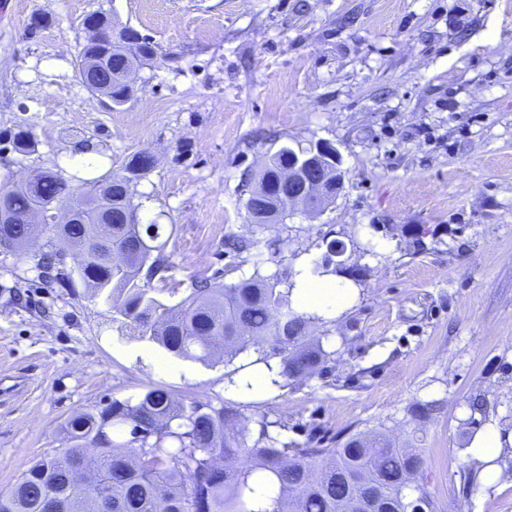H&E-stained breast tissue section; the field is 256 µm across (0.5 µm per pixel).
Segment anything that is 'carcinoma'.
Here are the masks:
<instances>
[{
	"instance_id": "carcinoma-1",
	"label": "carcinoma",
	"mask_w": 512,
	"mask_h": 512,
	"mask_svg": "<svg viewBox=\"0 0 512 512\" xmlns=\"http://www.w3.org/2000/svg\"><path fill=\"white\" fill-rule=\"evenodd\" d=\"M157 57V46L132 32L131 46L112 51V107L132 96L123 80L126 71ZM12 149L34 151L29 130L18 125L9 135ZM291 151L278 150L274 167L254 179L262 192L253 198V217L271 203L283 185L276 169L288 163ZM153 166L138 151L128 157L123 172L98 178H66L47 172L37 195L23 185L10 189L15 218L39 206H63L75 192L82 197L76 223L64 225L69 245L77 247L96 235L103 199L97 184L112 179V248L127 254L124 265H111L101 251L83 261L81 276L93 296L112 310L113 320L139 329L141 338L158 344L177 358L209 364L222 358L230 365L251 349L252 364L271 366L278 360L273 384L301 381L324 367L328 354L312 325L320 317L292 306L294 272L278 268L265 274L254 264L253 274L235 284L213 276H198L189 294L174 304L159 298L176 289L150 285L167 269L160 227L127 224L132 183ZM0 234L25 245L24 224H0ZM260 240L231 233L224 248L235 256L250 254ZM146 279H141V272ZM110 419L109 440L102 448L97 471L86 481L73 480L70 461L100 440L104 419ZM260 433L248 444L245 417L234 404L215 408L189 405L160 385H148L135 397L114 399L95 413H75L66 423L70 445L62 453L31 462L16 484L0 491V512H47L51 501L58 512H93L98 502L112 512H404L417 497L432 502L418 449L400 445L380 432L350 435L336 448H298Z\"/></svg>"
}]
</instances>
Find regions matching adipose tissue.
<instances>
[{
    "label": "adipose tissue",
    "mask_w": 512,
    "mask_h": 512,
    "mask_svg": "<svg viewBox=\"0 0 512 512\" xmlns=\"http://www.w3.org/2000/svg\"><path fill=\"white\" fill-rule=\"evenodd\" d=\"M312 262L302 259L297 265L293 301L300 311L325 318L338 316L353 301L350 284L327 275L317 276L311 272Z\"/></svg>",
    "instance_id": "ef3b65f1"
}]
</instances>
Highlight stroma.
<instances>
[{
	"label": "stroma",
	"mask_w": 512,
	"mask_h": 512,
	"mask_svg": "<svg viewBox=\"0 0 512 512\" xmlns=\"http://www.w3.org/2000/svg\"><path fill=\"white\" fill-rule=\"evenodd\" d=\"M105 14L158 48L132 98L105 108L76 77L82 18ZM46 14L37 33L28 25ZM0 183L51 168L88 138L97 174L150 150L134 184L140 223L167 236V277L230 284L252 262L226 233L285 241L264 272L342 241L355 290L318 326L330 357L310 378L240 394L223 363L167 357L112 319L79 279L46 287L38 252L0 250V491L67 448L64 426L146 385L185 402H231L291 445L329 448L357 432L417 439L436 512H512V0H11L0 16ZM332 143L344 189L323 212L253 227L245 173L284 144ZM388 244L386 251L374 240ZM436 403L423 427L416 404ZM505 444L470 455L487 426Z\"/></svg>",
	"instance_id": "stroma-1"
}]
</instances>
